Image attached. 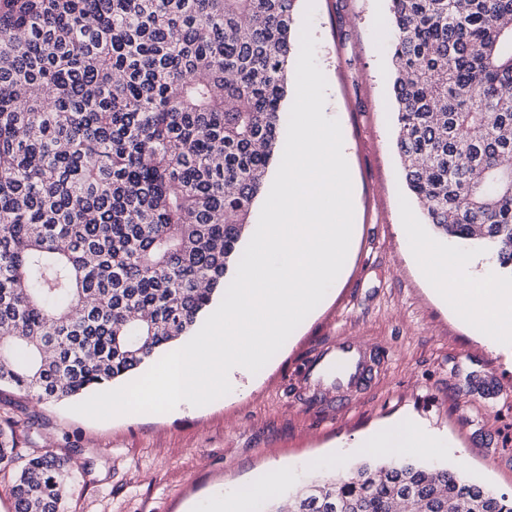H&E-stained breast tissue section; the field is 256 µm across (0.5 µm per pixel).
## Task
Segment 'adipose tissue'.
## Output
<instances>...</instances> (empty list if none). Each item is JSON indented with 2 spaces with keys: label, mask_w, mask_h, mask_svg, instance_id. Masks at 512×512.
<instances>
[{
  "label": "adipose tissue",
  "mask_w": 512,
  "mask_h": 512,
  "mask_svg": "<svg viewBox=\"0 0 512 512\" xmlns=\"http://www.w3.org/2000/svg\"><path fill=\"white\" fill-rule=\"evenodd\" d=\"M469 262V257L463 253L444 256L434 272L441 294L450 306L476 308V317L484 327V339L488 344L512 340V289L465 276ZM367 445L390 453H420L441 448L442 443L410 423L398 422L380 430Z\"/></svg>",
  "instance_id": "1"
}]
</instances>
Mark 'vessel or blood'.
<instances>
[{"label":"vessel or blood","instance_id":"1","mask_svg":"<svg viewBox=\"0 0 512 512\" xmlns=\"http://www.w3.org/2000/svg\"><path fill=\"white\" fill-rule=\"evenodd\" d=\"M371 382L372 357L363 344L349 336H331L310 351L291 387L330 395L340 409L349 393Z\"/></svg>","mask_w":512,"mask_h":512}]
</instances>
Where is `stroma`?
<instances>
[{
  "label": "stroma",
  "mask_w": 512,
  "mask_h": 512,
  "mask_svg": "<svg viewBox=\"0 0 512 512\" xmlns=\"http://www.w3.org/2000/svg\"><path fill=\"white\" fill-rule=\"evenodd\" d=\"M388 10V0H298L328 82L323 113L342 129L356 235L338 284L267 366L207 405L102 421L0 386V426L12 427L18 453L70 458L64 512H191L283 466L285 495L368 458L364 437L404 417L450 442L424 463L512 495V349L483 343L432 289L429 266L459 245L432 237L401 178ZM409 224L431 237L430 251L410 252ZM325 336L382 345L388 356L346 409L314 414L286 372Z\"/></svg>",
  "instance_id": "stroma-1"
}]
</instances>
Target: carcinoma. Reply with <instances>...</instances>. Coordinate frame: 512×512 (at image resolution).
Returning a JSON list of instances; mask_svg holds the SVG:
<instances>
[{
    "label": "carcinoma",
    "instance_id": "cac0c4a2",
    "mask_svg": "<svg viewBox=\"0 0 512 512\" xmlns=\"http://www.w3.org/2000/svg\"><path fill=\"white\" fill-rule=\"evenodd\" d=\"M295 2L0 0V386L49 403L107 390L224 294L284 150ZM389 2L407 194L512 274V0ZM16 447L0 427V466ZM69 468L25 456L13 512H62ZM288 497L512 512L457 469L381 456Z\"/></svg>",
    "mask_w": 512,
    "mask_h": 512
}]
</instances>
